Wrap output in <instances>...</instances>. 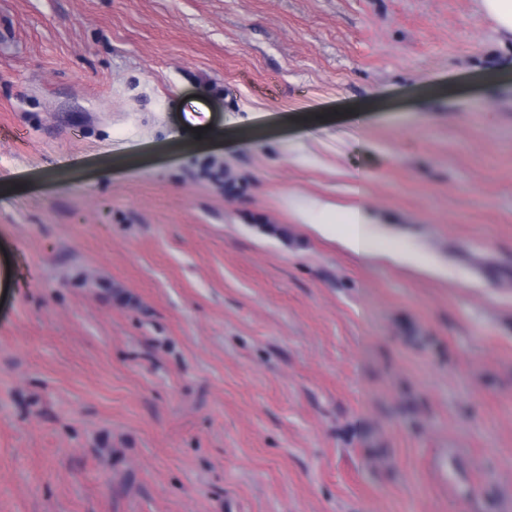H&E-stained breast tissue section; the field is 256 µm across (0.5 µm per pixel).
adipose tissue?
Instances as JSON below:
<instances>
[{
	"label": "adipose tissue",
	"instance_id": "obj_1",
	"mask_svg": "<svg viewBox=\"0 0 512 512\" xmlns=\"http://www.w3.org/2000/svg\"><path fill=\"white\" fill-rule=\"evenodd\" d=\"M288 208L299 223L311 225L321 235L342 236L344 245L357 255L367 256L375 250L372 218L362 203L343 208L317 199L292 200Z\"/></svg>",
	"mask_w": 512,
	"mask_h": 512
}]
</instances>
